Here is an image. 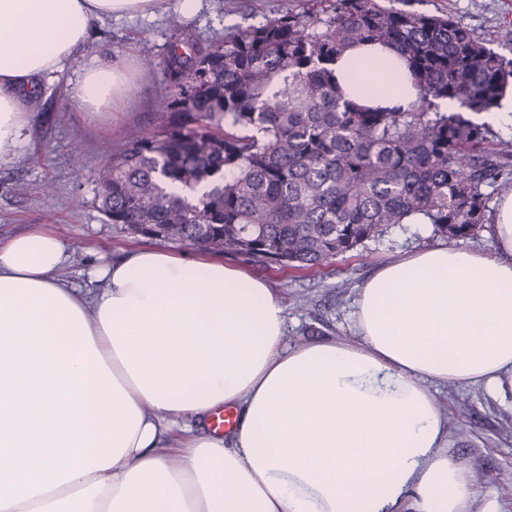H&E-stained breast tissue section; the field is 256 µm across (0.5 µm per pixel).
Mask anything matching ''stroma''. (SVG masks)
Segmentation results:
<instances>
[{"instance_id":"stroma-1","label":"stroma","mask_w":512,"mask_h":512,"mask_svg":"<svg viewBox=\"0 0 512 512\" xmlns=\"http://www.w3.org/2000/svg\"><path fill=\"white\" fill-rule=\"evenodd\" d=\"M304 5L305 0H200L198 10L189 15L181 10L180 0H162L160 11L151 16L94 21L84 56L39 91L26 142L14 161L0 166V236L22 233L32 224L53 225L71 247L66 276L85 288L90 270L131 250L186 251L182 242L134 236L110 224L99 208L98 172L113 154L166 116L171 20H178L184 35L205 47L227 31L265 24L282 10ZM414 7L463 20L496 51L512 58V42L503 38L512 29V0H416ZM148 55L155 57L154 66H145ZM91 57L104 64L126 61L130 80L122 111L87 113L70 99L69 88ZM441 241L432 230L403 224L322 269L300 273L230 254L218 259L265 280L283 295L289 345L330 338L356 344L360 338L352 312L360 285L381 264ZM434 392L449 413L448 446L480 490L471 512H482L491 499L501 512H512V388L448 383L435 385Z\"/></svg>"}]
</instances>
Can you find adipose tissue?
I'll return each instance as SVG.
<instances>
[{
  "label": "adipose tissue",
  "mask_w": 512,
  "mask_h": 512,
  "mask_svg": "<svg viewBox=\"0 0 512 512\" xmlns=\"http://www.w3.org/2000/svg\"><path fill=\"white\" fill-rule=\"evenodd\" d=\"M157 3L0 0V163L92 22ZM335 69L346 92L367 72L375 105L417 96L390 46ZM126 84L122 64L91 62L72 97L111 110ZM490 237L381 265L354 300L360 344L296 346L283 296L240 268L139 250L91 270L89 295L61 277L51 227L0 241V512H470L431 387L512 383V191ZM224 408L234 427L207 430Z\"/></svg>",
  "instance_id": "1"
}]
</instances>
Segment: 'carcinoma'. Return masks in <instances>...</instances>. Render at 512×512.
Listing matches in <instances>:
<instances>
[{"instance_id":"carcinoma-1","label":"carcinoma","mask_w":512,"mask_h":512,"mask_svg":"<svg viewBox=\"0 0 512 512\" xmlns=\"http://www.w3.org/2000/svg\"><path fill=\"white\" fill-rule=\"evenodd\" d=\"M321 2L204 49L173 23L168 119L99 171L110 223L307 272L411 218L450 240L490 222L485 188L509 174L512 140L472 115L512 89V58L412 0ZM362 43L401 52L416 101L343 99L334 64Z\"/></svg>"}]
</instances>
